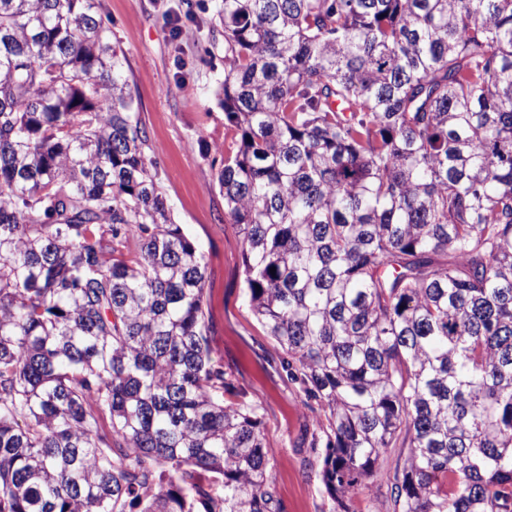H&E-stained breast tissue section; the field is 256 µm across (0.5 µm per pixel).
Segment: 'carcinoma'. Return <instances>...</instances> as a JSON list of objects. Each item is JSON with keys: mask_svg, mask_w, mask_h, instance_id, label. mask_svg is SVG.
I'll list each match as a JSON object with an SVG mask.
<instances>
[{"mask_svg": "<svg viewBox=\"0 0 512 512\" xmlns=\"http://www.w3.org/2000/svg\"><path fill=\"white\" fill-rule=\"evenodd\" d=\"M215 18L224 210L328 494L406 448L386 512H512V0ZM146 148L95 0H0V512H283Z\"/></svg>", "mask_w": 512, "mask_h": 512, "instance_id": "cac0c4a2", "label": "carcinoma"}]
</instances>
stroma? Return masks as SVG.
<instances>
[{
    "mask_svg": "<svg viewBox=\"0 0 512 512\" xmlns=\"http://www.w3.org/2000/svg\"><path fill=\"white\" fill-rule=\"evenodd\" d=\"M219 0H97L123 50L148 158L176 224L206 263L208 340L224 376L259 407L270 477L284 512H335L311 450L324 422L316 402L283 366L285 354L253 314L244 283L238 229L224 212L219 173L232 134L224 127V28ZM181 17V32L171 22Z\"/></svg>",
    "mask_w": 512,
    "mask_h": 512,
    "instance_id": "1",
    "label": "stroma"
}]
</instances>
